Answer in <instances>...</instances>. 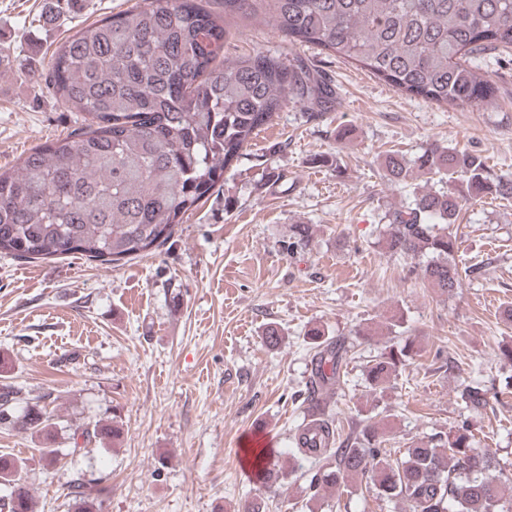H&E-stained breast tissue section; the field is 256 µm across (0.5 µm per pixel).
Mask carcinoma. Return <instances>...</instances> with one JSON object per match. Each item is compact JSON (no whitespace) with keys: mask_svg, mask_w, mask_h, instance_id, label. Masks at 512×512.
<instances>
[{"mask_svg":"<svg viewBox=\"0 0 512 512\" xmlns=\"http://www.w3.org/2000/svg\"><path fill=\"white\" fill-rule=\"evenodd\" d=\"M136 0L64 38L47 79L56 99L82 114L77 131L33 147L0 169V254L32 262L80 254L115 264L166 243L238 162L253 135L292 104L327 111L336 104L331 80L300 56L286 62L258 51L229 59L230 18L248 0ZM276 26L292 44L317 48L368 70L395 90L438 106L493 101L499 87L479 73L481 61L512 52V0H272ZM389 180L416 168L429 179L457 175L465 189L425 190L404 209L384 215L378 245L391 256L421 259L422 279L443 294L459 287L458 239L448 232L468 198H512V178L492 176L479 154L433 145L411 163L387 154ZM313 225L292 224L283 248L304 250ZM313 355L304 403L319 415L318 431L298 429L296 448L262 468L263 487L295 472V459L323 462L309 489L373 485L377 496L402 500L408 512H512V479L492 474L498 461L476 447L467 424L445 438L412 443L394 458L382 426L369 421L342 439L326 415L350 346L319 326L306 333ZM417 355L411 342L385 346L366 367L368 387L385 384ZM20 390L0 388V429L41 439L45 461L58 460L54 415L37 403L18 409ZM122 429L97 421L78 438L120 440ZM22 460L0 455V510L34 512ZM107 477L70 480L76 512H97Z\"/></svg>","mask_w":512,"mask_h":512,"instance_id":"1","label":"carcinoma"}]
</instances>
